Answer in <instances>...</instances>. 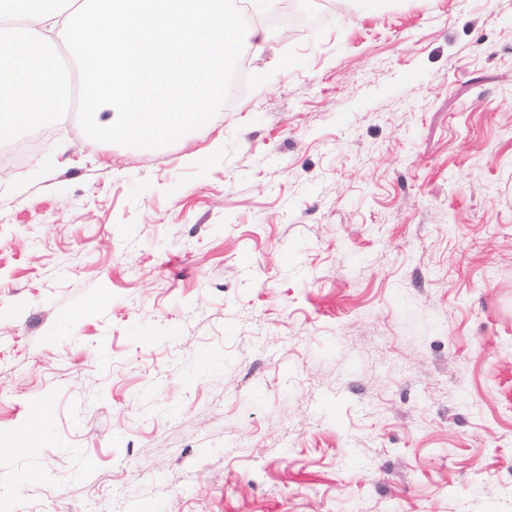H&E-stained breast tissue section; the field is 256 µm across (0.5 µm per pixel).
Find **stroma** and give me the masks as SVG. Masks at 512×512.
<instances>
[{"label":"stroma","instance_id":"35a3bbf8","mask_svg":"<svg viewBox=\"0 0 512 512\" xmlns=\"http://www.w3.org/2000/svg\"><path fill=\"white\" fill-rule=\"evenodd\" d=\"M152 151L0 176V512H512V0H296Z\"/></svg>","mask_w":512,"mask_h":512}]
</instances>
